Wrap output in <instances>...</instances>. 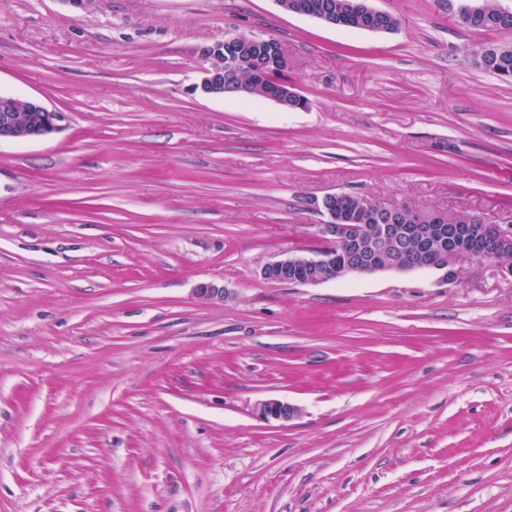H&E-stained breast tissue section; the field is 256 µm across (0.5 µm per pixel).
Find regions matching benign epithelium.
I'll return each mask as SVG.
<instances>
[{"label":"benign epithelium","mask_w":512,"mask_h":512,"mask_svg":"<svg viewBox=\"0 0 512 512\" xmlns=\"http://www.w3.org/2000/svg\"><path fill=\"white\" fill-rule=\"evenodd\" d=\"M288 13L308 16L327 25H334L328 15L311 13L297 5L295 0H276ZM234 44L240 55L259 70L269 67L288 71V55L283 44L273 39H259L248 35H235L218 41L204 50L208 66L198 88L206 95L249 97V89L234 85L224 89V75L234 71L238 61L224 55L225 46ZM284 109H304L308 100L296 86L288 81L266 96ZM29 106L42 112L36 130L23 136L15 129L13 102L6 101L0 110V142L47 138L61 130L62 114L48 109L34 98L24 100ZM321 208L328 221L320 225L322 236L333 243H343L341 256L317 251L311 257L289 255L265 264L261 269L264 280L277 283L312 285L353 275L379 272H409L418 269L447 271L471 257L497 262L498 255L512 252V226L482 224L468 218L450 219L440 212L419 213L406 222L396 217L400 209L395 207L378 218L376 224H362V216L356 212L336 208V195L322 199ZM253 413L260 419L290 422L301 415V409L287 401L270 398L257 401Z\"/></svg>","instance_id":"7a95c632"}]
</instances>
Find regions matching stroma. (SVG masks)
<instances>
[{"label":"stroma","instance_id":"obj_1","mask_svg":"<svg viewBox=\"0 0 512 512\" xmlns=\"http://www.w3.org/2000/svg\"><path fill=\"white\" fill-rule=\"evenodd\" d=\"M371 4L398 28L0 0V94L63 116L0 142V512H512V277L260 276L323 246L329 194L512 224V82L475 64L512 30ZM238 33L309 108L197 90ZM253 413L262 420L290 422L301 415V409L289 402L270 398L258 400L253 406Z\"/></svg>","mask_w":512,"mask_h":512}]
</instances>
